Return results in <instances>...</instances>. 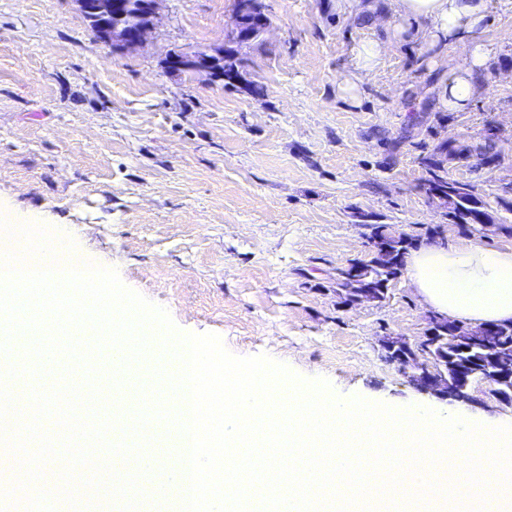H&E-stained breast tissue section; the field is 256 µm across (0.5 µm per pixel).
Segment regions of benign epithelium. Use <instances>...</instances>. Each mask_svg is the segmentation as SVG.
<instances>
[{
    "label": "benign epithelium",
    "mask_w": 512,
    "mask_h": 512,
    "mask_svg": "<svg viewBox=\"0 0 512 512\" xmlns=\"http://www.w3.org/2000/svg\"><path fill=\"white\" fill-rule=\"evenodd\" d=\"M158 2L139 0L144 22L135 28H127L117 23L124 14L125 0H75L83 16L92 15L99 19L95 37L115 53L135 49L144 43L153 27ZM163 67L170 74L196 72L205 74L212 81L235 82L224 73L223 62L216 58H195L172 52L163 60ZM341 295L345 302L352 305L380 300L379 289L373 285L363 286L355 295L352 289L343 288ZM436 322L437 317L429 318L423 335L413 340L404 336H385L381 339V347L392 354L388 362L410 370V382L418 390L440 400L470 404L475 401L471 394L472 383L460 376L455 381L450 380L447 366L437 361L430 350L431 340L436 334ZM482 340L490 353V368L493 369V380L486 381L485 394L499 403L512 405V345L497 342L491 330Z\"/></svg>",
    "instance_id": "1"
}]
</instances>
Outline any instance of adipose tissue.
<instances>
[{"label": "adipose tissue", "mask_w": 512, "mask_h": 512, "mask_svg": "<svg viewBox=\"0 0 512 512\" xmlns=\"http://www.w3.org/2000/svg\"><path fill=\"white\" fill-rule=\"evenodd\" d=\"M490 0H389L392 37L426 49L458 46L464 65L448 70L440 102L466 109L480 88L487 50L479 40ZM408 275L423 305L437 316L474 326L512 322V247L493 249L467 241L430 243L408 258Z\"/></svg>", "instance_id": "adipose-tissue-1"}]
</instances>
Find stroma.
I'll use <instances>...</instances> for the list:
<instances>
[{
	"label": "stroma",
	"instance_id": "stroma-1",
	"mask_svg": "<svg viewBox=\"0 0 512 512\" xmlns=\"http://www.w3.org/2000/svg\"><path fill=\"white\" fill-rule=\"evenodd\" d=\"M270 24L239 47L257 92L171 76L172 51H213L235 29V0H160L138 48L96 41L75 0H0V205L70 236L80 256L165 308L185 333H214L233 354L266 355L336 394L405 408L435 404L387 363L378 340L413 338L429 310L408 275L380 302L347 307L337 270L366 253L364 223L424 234L443 224L425 192L420 144L482 143L500 158L449 162L474 186L512 246V7L494 0L480 35V91L440 108V65L391 36L389 14L367 22L351 0H264ZM383 57L355 97L340 87L353 46ZM395 164H388L391 145Z\"/></svg>",
	"mask_w": 512,
	"mask_h": 512
}]
</instances>
